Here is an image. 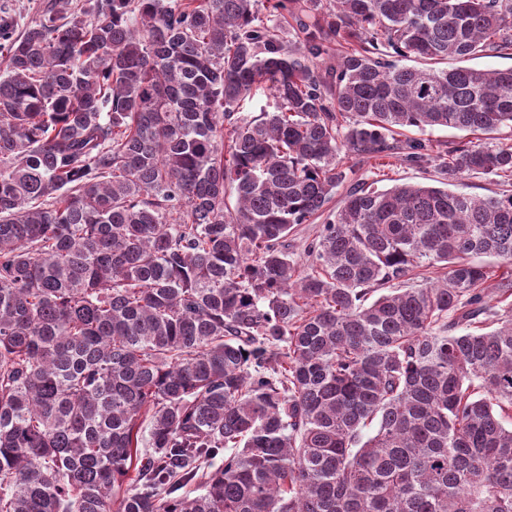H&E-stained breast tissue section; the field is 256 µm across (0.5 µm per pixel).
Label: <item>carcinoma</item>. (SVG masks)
Returning <instances> with one entry per match:
<instances>
[{"label": "carcinoma", "instance_id": "1", "mask_svg": "<svg viewBox=\"0 0 512 512\" xmlns=\"http://www.w3.org/2000/svg\"><path fill=\"white\" fill-rule=\"evenodd\" d=\"M20 20L0 7V512H512V193L457 190L512 184V67L439 68L511 51L512 0ZM344 151L438 185L350 188L302 267ZM417 138L428 141L433 145V149H448V147L454 146L461 141H467L470 139L475 140L473 135L468 132L459 131L451 128L435 129L432 132H427L424 135L419 134L417 131H409L402 136H397L398 139L404 141L405 139Z\"/></svg>", "mask_w": 512, "mask_h": 512}]
</instances>
